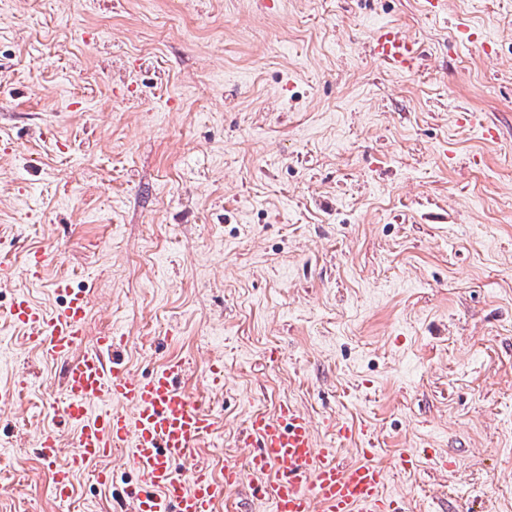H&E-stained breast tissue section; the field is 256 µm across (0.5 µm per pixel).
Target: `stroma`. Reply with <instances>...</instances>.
I'll use <instances>...</instances> for the list:
<instances>
[{
  "label": "stroma",
  "mask_w": 512,
  "mask_h": 512,
  "mask_svg": "<svg viewBox=\"0 0 512 512\" xmlns=\"http://www.w3.org/2000/svg\"><path fill=\"white\" fill-rule=\"evenodd\" d=\"M446 2L0 0V512H125L142 481L116 448L51 494L61 368L8 311L60 277L84 349L189 360L217 428L183 475L244 467L288 401L317 447L378 448L407 512H512V0ZM385 24L416 71L371 55Z\"/></svg>",
  "instance_id": "1"
}]
</instances>
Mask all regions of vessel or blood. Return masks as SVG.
I'll list each match as a JSON object with an SVG mask.
<instances>
[{
  "label": "vessel or blood",
  "mask_w": 512,
  "mask_h": 512,
  "mask_svg": "<svg viewBox=\"0 0 512 512\" xmlns=\"http://www.w3.org/2000/svg\"><path fill=\"white\" fill-rule=\"evenodd\" d=\"M370 51L395 73L414 70L421 56L416 42L388 27L373 34ZM53 286L66 293L64 307L48 312L21 294L9 317L46 358L64 363L63 415L75 427L78 452L53 470L55 497L70 498L76 470L124 448L144 482L129 495L131 512H215L226 487L239 483L240 470L225 469L220 481L203 466L190 478L181 476L179 467L192 448L216 428L209 402L180 388L188 362L170 357L144 374H129L119 358L123 339L112 333L78 352L87 298L66 279ZM97 398L108 399V406L94 407ZM246 436L257 450L244 470L270 512H403L386 492L388 470L375 461V449H364L362 460L341 461L337 449L316 446L311 421L291 403H281L273 416L253 415Z\"/></svg>",
  "instance_id": "vessel-or-blood-1"
}]
</instances>
